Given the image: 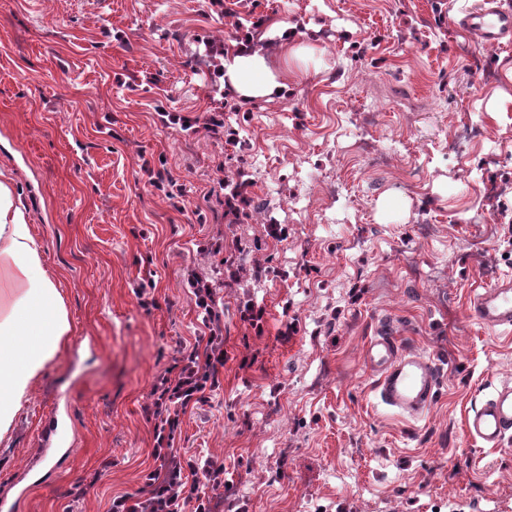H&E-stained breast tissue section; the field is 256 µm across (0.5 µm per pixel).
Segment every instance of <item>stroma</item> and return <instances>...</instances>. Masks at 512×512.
<instances>
[{
  "mask_svg": "<svg viewBox=\"0 0 512 512\" xmlns=\"http://www.w3.org/2000/svg\"><path fill=\"white\" fill-rule=\"evenodd\" d=\"M483 5L0 0V180L74 328L0 447V499L137 508L165 454L219 469L180 491L193 508L512 512V440L464 427L512 381V332L470 313L512 274V223L487 234L467 183L492 144L512 182V41L459 25ZM256 26L280 42L276 85L225 104L218 72L184 63ZM323 27L332 44L310 39ZM471 120L484 140L458 137ZM261 194L274 222L253 216ZM236 245L253 266L225 264ZM384 328L438 365L421 417L377 394L365 348ZM209 351L204 390L177 403Z\"/></svg>",
  "mask_w": 512,
  "mask_h": 512,
  "instance_id": "stroma-1",
  "label": "stroma"
}]
</instances>
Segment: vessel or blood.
Segmentation results:
<instances>
[{
	"instance_id": "vessel-or-blood-1",
	"label": "vessel or blood",
	"mask_w": 512,
	"mask_h": 512,
	"mask_svg": "<svg viewBox=\"0 0 512 512\" xmlns=\"http://www.w3.org/2000/svg\"><path fill=\"white\" fill-rule=\"evenodd\" d=\"M466 23L487 39L499 41L512 33V16L494 8L467 14ZM472 316L490 328H512V276L504 275L494 287L474 297ZM366 361L377 376L381 401L399 412L417 417L433 404L438 371L434 362L409 351L391 332H383L369 344ZM465 427L474 438L497 448L512 438V385L505 384L475 407Z\"/></svg>"
}]
</instances>
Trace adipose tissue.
<instances>
[{"instance_id":"ef3b65f1","label":"adipose tissue","mask_w":512,"mask_h":512,"mask_svg":"<svg viewBox=\"0 0 512 512\" xmlns=\"http://www.w3.org/2000/svg\"><path fill=\"white\" fill-rule=\"evenodd\" d=\"M225 76L247 98L273 87L267 62L257 54L230 56ZM73 333L56 281L43 268L42 244L27 211L0 182V445L9 442L35 382Z\"/></svg>"}]
</instances>
